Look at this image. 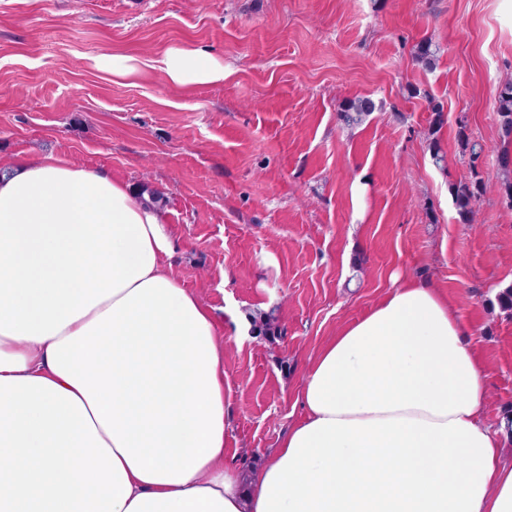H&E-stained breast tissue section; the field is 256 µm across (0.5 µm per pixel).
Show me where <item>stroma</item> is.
I'll return each instance as SVG.
<instances>
[{
  "mask_svg": "<svg viewBox=\"0 0 512 512\" xmlns=\"http://www.w3.org/2000/svg\"><path fill=\"white\" fill-rule=\"evenodd\" d=\"M425 40L429 67L415 58ZM172 45L206 48L223 81L181 89L94 65ZM508 80L512 0H0V158L64 155L155 198L175 278L223 332L224 462L248 475L302 416L309 354L396 272L447 294L487 367V421L512 415V310L499 301L512 210L496 162ZM365 97L375 112L344 128L342 106ZM462 123L485 148L474 171ZM474 174L476 221L462 224L450 187Z\"/></svg>",
  "mask_w": 512,
  "mask_h": 512,
  "instance_id": "stroma-1",
  "label": "stroma"
}]
</instances>
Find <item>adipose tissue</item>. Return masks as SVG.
<instances>
[{"instance_id": "obj_1", "label": "adipose tissue", "mask_w": 512, "mask_h": 512, "mask_svg": "<svg viewBox=\"0 0 512 512\" xmlns=\"http://www.w3.org/2000/svg\"><path fill=\"white\" fill-rule=\"evenodd\" d=\"M95 65L224 78L185 46ZM173 245L106 171L0 163V512H512V424L485 420L466 326L411 277L310 358L259 474L225 467L224 344Z\"/></svg>"}]
</instances>
